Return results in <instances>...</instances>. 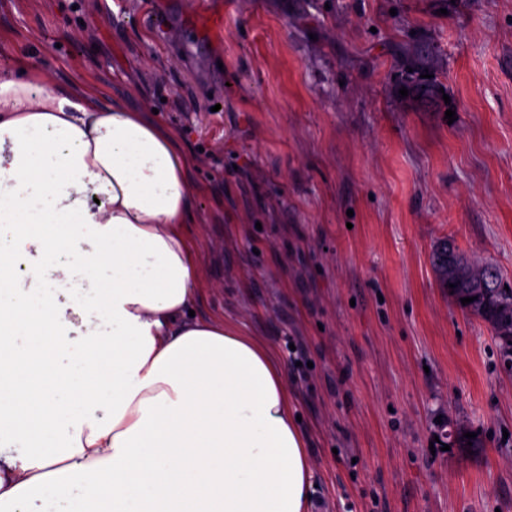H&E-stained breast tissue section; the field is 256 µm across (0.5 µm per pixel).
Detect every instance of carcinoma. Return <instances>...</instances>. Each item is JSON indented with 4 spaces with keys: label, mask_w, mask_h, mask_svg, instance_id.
Segmentation results:
<instances>
[{
    "label": "carcinoma",
    "mask_w": 512,
    "mask_h": 512,
    "mask_svg": "<svg viewBox=\"0 0 512 512\" xmlns=\"http://www.w3.org/2000/svg\"><path fill=\"white\" fill-rule=\"evenodd\" d=\"M460 261L461 255L447 241L437 245L431 254V264L440 286L448 289V296L458 305L460 298L472 288V283L451 275V268ZM474 270L482 280L481 292L485 295L477 318L488 325L503 362L512 366V345H505V339L512 340V282L504 279L497 267L488 262L474 266ZM450 283L453 284L451 288L448 287Z\"/></svg>",
    "instance_id": "carcinoma-1"
}]
</instances>
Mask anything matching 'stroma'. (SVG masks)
<instances>
[{
    "mask_svg": "<svg viewBox=\"0 0 512 512\" xmlns=\"http://www.w3.org/2000/svg\"><path fill=\"white\" fill-rule=\"evenodd\" d=\"M29 51L196 153L195 312L284 361L311 512H512V371L430 264L512 280V0H0ZM464 260L458 253L455 246L448 240L436 246L431 254V264L439 280L440 286L446 288L448 296L463 310L460 298L471 293L472 283L466 280H460L451 275V268L456 262ZM448 283L456 284V287L449 288Z\"/></svg>",
    "mask_w": 512,
    "mask_h": 512,
    "instance_id": "stroma-1",
    "label": "stroma"
}]
</instances>
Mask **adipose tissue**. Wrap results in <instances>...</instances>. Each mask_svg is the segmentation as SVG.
<instances>
[{
  "label": "adipose tissue",
  "mask_w": 512,
  "mask_h": 512,
  "mask_svg": "<svg viewBox=\"0 0 512 512\" xmlns=\"http://www.w3.org/2000/svg\"><path fill=\"white\" fill-rule=\"evenodd\" d=\"M196 163L149 109L0 71V512H308L285 367L192 313Z\"/></svg>",
  "instance_id": "obj_1"
}]
</instances>
